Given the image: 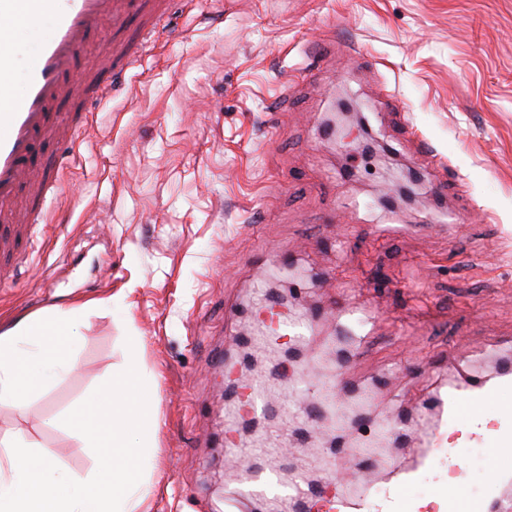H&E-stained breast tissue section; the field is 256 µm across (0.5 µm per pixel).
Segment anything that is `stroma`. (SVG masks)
<instances>
[{"instance_id": "obj_1", "label": "stroma", "mask_w": 512, "mask_h": 512, "mask_svg": "<svg viewBox=\"0 0 512 512\" xmlns=\"http://www.w3.org/2000/svg\"><path fill=\"white\" fill-rule=\"evenodd\" d=\"M58 0L18 29L14 93L53 31ZM138 34L104 19L79 72ZM367 103L389 162L321 139L337 95ZM53 213L15 282L0 288V331L58 305L110 299L77 341L74 369L24 411L0 408V438L24 431L63 470L92 460L56 417L105 383L128 336L142 339L158 423L155 494L144 512H225L224 487L254 458L226 456L230 382L215 355L247 332L263 293L292 320L347 305L376 325L347 371L393 370L414 411L454 381L453 355L486 375L490 338L512 340V0H171L154 49L118 80L76 142ZM421 178V199L390 207L385 164ZM267 405L298 403L279 358L249 352ZM309 427L283 482H316ZM386 460L352 465L385 486L426 435L381 429ZM473 498L512 448L466 450Z\"/></svg>"}]
</instances>
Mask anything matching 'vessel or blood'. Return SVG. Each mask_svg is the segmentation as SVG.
Masks as SVG:
<instances>
[{"mask_svg":"<svg viewBox=\"0 0 512 512\" xmlns=\"http://www.w3.org/2000/svg\"><path fill=\"white\" fill-rule=\"evenodd\" d=\"M134 0H62L54 15L53 35L45 42L27 73V90L15 97L13 75L17 64L15 51L6 38H0V101L9 103L8 111L0 112V287L11 285L16 278V257L25 252L35 225L49 219L48 202L54 196L62 171L69 165L79 134L88 125L87 116L97 105L112 95L117 73L129 63L132 50L153 46L157 26L167 11L165 0H151L144 5V21L135 49L116 46L111 57L103 62L95 78L74 79L65 85L63 79L71 72L73 59L89 31L104 18L123 22ZM80 94L79 111L58 120L49 110L50 104L65 96L69 89ZM55 132L58 153L41 161L36 156V142L48 132ZM28 188L32 207L21 214L11 208L21 188ZM275 298L265 297L263 309L273 321V331L280 337L296 338L300 345L308 339L301 328L277 313ZM512 389V362H506L496 377L474 380L437 392L430 400L435 414V430L424 448L417 452L411 467L393 471L388 489L370 483L359 484L351 493L339 492L333 474H325L315 484L294 482L284 484L280 473L282 463L268 459L245 469L228 487L230 506L247 505V512H267L279 500L290 512H417L416 503L406 500L402 491L424 476L449 470L462 473L466 468L463 447L450 448L444 432L449 422H467L471 429L464 436L465 444H491L493 451L512 447V410H503L499 420L490 425L480 421L485 403L501 391ZM233 395L241 404V424L252 427L262 422L274 424L275 412L261 402L257 384L240 382ZM331 400L313 381H306L301 394L303 415L311 420L321 418L330 409ZM330 455L336 461L349 458L368 462L370 449L356 442H337ZM443 512H506L507 499L489 497L473 501L463 483H444L437 490Z\"/></svg>","mask_w":512,"mask_h":512,"instance_id":"1","label":"vessel or blood"}]
</instances>
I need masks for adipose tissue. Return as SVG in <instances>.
Masks as SVG:
<instances>
[{
	"label": "adipose tissue",
	"instance_id": "obj_1",
	"mask_svg": "<svg viewBox=\"0 0 512 512\" xmlns=\"http://www.w3.org/2000/svg\"><path fill=\"white\" fill-rule=\"evenodd\" d=\"M97 304L56 306L16 321L0 333V407L23 409L73 367L76 336Z\"/></svg>",
	"mask_w": 512,
	"mask_h": 512
}]
</instances>
